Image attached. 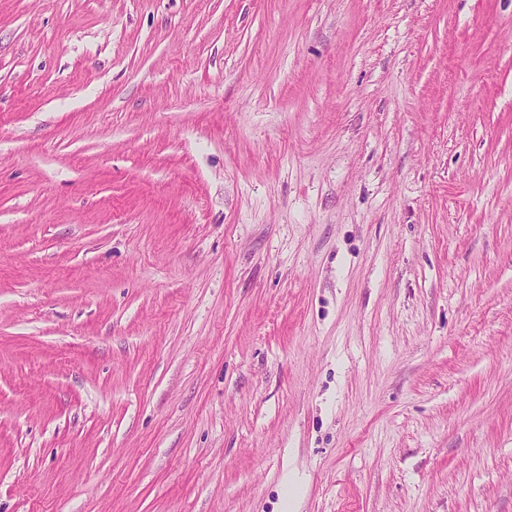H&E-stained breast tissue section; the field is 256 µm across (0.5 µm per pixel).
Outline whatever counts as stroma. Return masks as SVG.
Wrapping results in <instances>:
<instances>
[{
	"instance_id": "stroma-1",
	"label": "stroma",
	"mask_w": 512,
	"mask_h": 512,
	"mask_svg": "<svg viewBox=\"0 0 512 512\" xmlns=\"http://www.w3.org/2000/svg\"><path fill=\"white\" fill-rule=\"evenodd\" d=\"M512 512V0H0V512Z\"/></svg>"
}]
</instances>
